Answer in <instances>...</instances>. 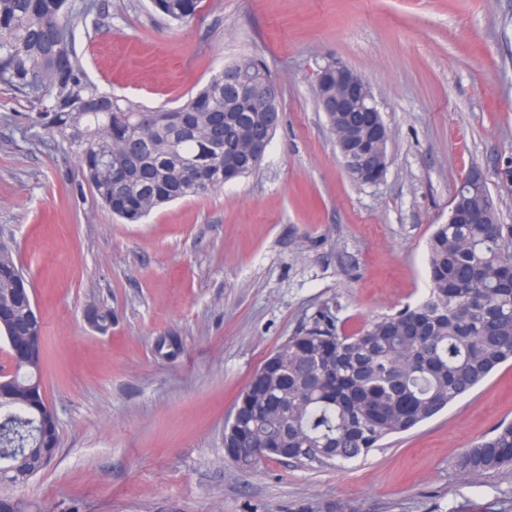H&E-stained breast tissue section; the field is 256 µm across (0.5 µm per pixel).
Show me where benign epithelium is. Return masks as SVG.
I'll return each mask as SVG.
<instances>
[{
    "label": "benign epithelium",
    "instance_id": "1",
    "mask_svg": "<svg viewBox=\"0 0 512 512\" xmlns=\"http://www.w3.org/2000/svg\"><path fill=\"white\" fill-rule=\"evenodd\" d=\"M224 83L231 87L234 97H251L265 103L263 122L267 129L264 137L240 143L224 155V177L228 182L264 157L270 137L281 121L280 87L274 80H250L228 71L224 72ZM316 99L323 112L336 113V122L329 124V130L346 170L355 172L363 184L379 183L388 168L390 130L367 81L347 65L329 62L316 73ZM462 181L472 184L473 195L479 199L487 196L488 186L481 169H470ZM7 322L13 326V334L8 337L10 360L33 363L40 358L43 317L37 305H32L22 322L14 321L13 309L0 307V325ZM33 393L34 402L45 408L41 414L44 422L59 430L58 417L38 380L33 383Z\"/></svg>",
    "mask_w": 512,
    "mask_h": 512
}]
</instances>
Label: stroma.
Segmentation results:
<instances>
[{"label":"stroma","instance_id":"obj_1","mask_svg":"<svg viewBox=\"0 0 512 512\" xmlns=\"http://www.w3.org/2000/svg\"><path fill=\"white\" fill-rule=\"evenodd\" d=\"M102 2L74 43L103 89L174 108L254 59L282 119L256 171L126 224L0 84V239L31 276L61 436L5 493L27 512H512V470L453 467L512 422L509 362L350 465L243 471L224 457L236 397L314 315L350 333L422 300L427 241L470 168L512 224V0H201L182 26L149 0ZM331 61L368 82L391 131L377 184L347 176L317 105ZM94 306L111 308L107 332L87 323ZM164 335L177 359L155 354Z\"/></svg>","mask_w":512,"mask_h":512}]
</instances>
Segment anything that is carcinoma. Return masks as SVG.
Instances as JSON below:
<instances>
[{"label": "carcinoma", "instance_id": "1", "mask_svg": "<svg viewBox=\"0 0 512 512\" xmlns=\"http://www.w3.org/2000/svg\"><path fill=\"white\" fill-rule=\"evenodd\" d=\"M200 0H151L152 9L177 23L191 22ZM101 0H0V83L35 108L33 123L78 159L82 178L105 207L135 223L164 204L224 187L218 151L263 131L262 101L238 125L213 121L234 112L224 71L173 110L147 109L112 96L89 79L76 55L73 30L100 13ZM191 118L188 128L172 117ZM212 135L211 145L201 139ZM201 166L210 183L185 176ZM439 224L429 240L430 288L424 300L375 318L358 332L338 331L321 314L288 338V362L275 354L265 377L238 397L239 464L256 469L259 454L288 449L304 466L344 464L366 456L387 437L407 432L450 406L512 361V224ZM0 303L25 276L15 248L0 240ZM40 364L19 366L9 383L11 402L0 404V483L27 482L39 463L57 453L34 432L38 410L28 387ZM512 466V423L465 450L454 469L485 475Z\"/></svg>", "mask_w": 512, "mask_h": 512}]
</instances>
